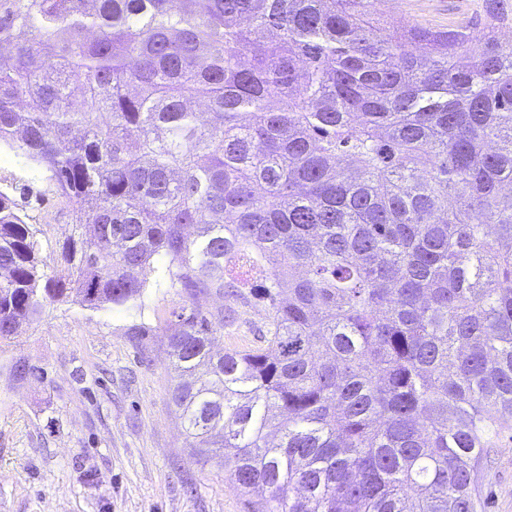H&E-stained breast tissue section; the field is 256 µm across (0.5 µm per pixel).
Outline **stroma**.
<instances>
[{"label":"stroma","mask_w":512,"mask_h":512,"mask_svg":"<svg viewBox=\"0 0 512 512\" xmlns=\"http://www.w3.org/2000/svg\"><path fill=\"white\" fill-rule=\"evenodd\" d=\"M384 16L445 29L477 17L479 0H377ZM0 182L21 204L40 268L60 265L72 216L49 174L0 149ZM176 290L147 288L137 312L95 311L67 300L0 345V512H249L224 470L197 462L170 405L178 377L165 322ZM236 328L217 350L256 347L258 300L236 305ZM477 512H512V431L481 467Z\"/></svg>","instance_id":"obj_1"}]
</instances>
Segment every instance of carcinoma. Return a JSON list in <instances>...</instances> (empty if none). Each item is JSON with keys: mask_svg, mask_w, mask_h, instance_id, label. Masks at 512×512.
Listing matches in <instances>:
<instances>
[{"mask_svg": "<svg viewBox=\"0 0 512 512\" xmlns=\"http://www.w3.org/2000/svg\"><path fill=\"white\" fill-rule=\"evenodd\" d=\"M372 7L0 0V144L78 229L46 279L0 192V344L155 274L171 403L252 512H476L512 428V0L448 30ZM251 296L264 345L214 353Z\"/></svg>", "mask_w": 512, "mask_h": 512, "instance_id": "carcinoma-1", "label": "carcinoma"}]
</instances>
